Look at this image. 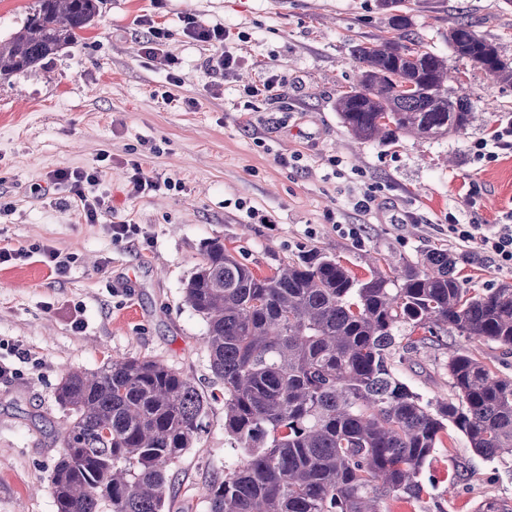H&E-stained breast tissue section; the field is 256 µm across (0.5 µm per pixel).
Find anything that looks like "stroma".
Returning a JSON list of instances; mask_svg holds the SVG:
<instances>
[{
    "label": "stroma",
    "mask_w": 512,
    "mask_h": 512,
    "mask_svg": "<svg viewBox=\"0 0 512 512\" xmlns=\"http://www.w3.org/2000/svg\"><path fill=\"white\" fill-rule=\"evenodd\" d=\"M408 5L411 31L447 57L474 105L466 130L439 140L363 141L341 122L336 99L356 80L354 46L391 33L380 0H101L83 39L0 79V202L10 207L0 248L26 253L0 266V362L11 368L0 376V512H56L51 475L63 445L54 428L69 419L56 389L66 371L93 372L112 356L162 361L210 396L168 491L170 512H208L209 486L243 456L224 432L207 325L185 301L212 240L260 275L318 252L364 278L370 258L388 271L438 249L468 287L512 283V269L481 240L461 245L448 235L449 214L495 224L512 211V156L477 163L470 153L512 114V85L448 43L449 28L466 21L512 60V0ZM188 14L236 32L233 76L206 75L212 49L183 35ZM152 25L171 31L165 50L175 67L146 55ZM171 72L180 85L170 86ZM269 73L275 96L246 99L244 87ZM208 82L218 91L204 92ZM132 159L174 189L130 194ZM93 168L90 195L137 235L118 241L108 225L85 223L68 191L49 182L60 169ZM366 195L370 211L355 209ZM46 248L70 257L66 274L44 263ZM464 347L512 379V349L453 331L397 374L423 398L448 397V357ZM422 481L421 500L393 512H475L487 499L512 501V457L486 460L455 431Z\"/></svg>",
    "instance_id": "1"
}]
</instances>
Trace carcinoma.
<instances>
[{
    "label": "carcinoma",
    "mask_w": 512,
    "mask_h": 512,
    "mask_svg": "<svg viewBox=\"0 0 512 512\" xmlns=\"http://www.w3.org/2000/svg\"><path fill=\"white\" fill-rule=\"evenodd\" d=\"M98 0H35L0 40V78L29 70L81 39ZM354 50L358 74L336 110L356 138L438 140L466 128L472 103L448 59L409 31ZM460 57L512 84V62L472 25L448 29ZM207 324L213 374L224 381V432L244 451L208 489L209 512H391L422 498L423 469L452 426L489 459L512 456V380L469 351L448 357L451 394L425 400L395 363L452 330L512 348V283L463 287L448 253L360 279L318 252L257 275L212 241L185 288ZM426 332L417 336L418 330ZM69 411L51 476L57 512H166L167 472L192 447L207 397L153 359L117 357L67 371L56 390Z\"/></svg>",
    "instance_id": "carcinoma-1"
}]
</instances>
